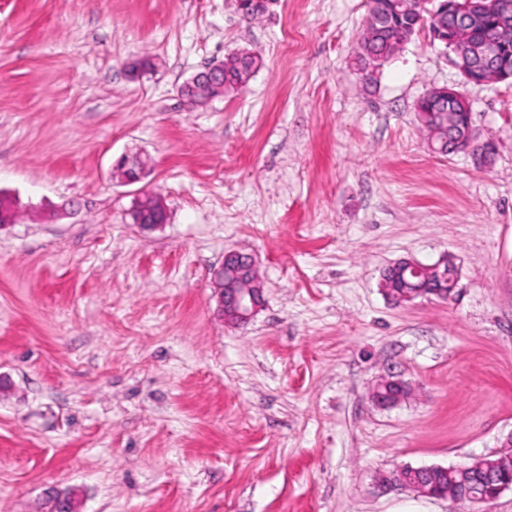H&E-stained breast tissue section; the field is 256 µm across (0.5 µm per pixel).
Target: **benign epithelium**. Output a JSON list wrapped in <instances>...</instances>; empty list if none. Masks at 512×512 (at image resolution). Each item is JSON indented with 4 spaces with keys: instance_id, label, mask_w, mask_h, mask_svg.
Segmentation results:
<instances>
[{
    "instance_id": "obj_1",
    "label": "benign epithelium",
    "mask_w": 512,
    "mask_h": 512,
    "mask_svg": "<svg viewBox=\"0 0 512 512\" xmlns=\"http://www.w3.org/2000/svg\"><path fill=\"white\" fill-rule=\"evenodd\" d=\"M431 2L433 0H396L395 8L408 15L426 11L432 16L434 11L426 8V4ZM448 6L465 18L479 12L498 10L499 0H448ZM428 29L432 40L441 45L443 54L462 73L466 83L481 86L506 81L512 77L508 74L507 60L497 45L487 44L482 47L480 60L483 62L485 78L477 79L470 75L465 64L456 59L459 53L458 36L452 33L442 34L435 24L428 26ZM224 93L222 61L206 66L205 70L193 75L179 88V94L186 103L201 108L208 106ZM145 169L146 161L140 155L123 154L113 164L112 176L122 183L132 184L140 180ZM392 268H399L413 278H419L434 269L437 274L448 279L446 288H403L399 291L390 288L383 279L380 281L381 291L393 304H405L431 295L447 301L454 297L459 286V266L451 255L442 257L430 266L414 259H401ZM212 288L218 299L219 311L230 324L248 323L261 305V286L255 277V264L247 254L228 252L221 267L214 272ZM408 391L410 386L404 381L382 378L372 387L369 397L378 406L392 407L404 400V393ZM445 470L455 473L458 480L448 484V490L442 493L435 491L434 484L418 478L422 473ZM477 470L485 472L491 478L479 496L472 494L468 487V478ZM386 481L401 490L421 496L445 499L455 504L464 502L473 506L474 512H479L477 506L494 500L507 489H512V433L506 438L505 449L492 453L489 461L480 456L464 467L431 465L415 468L407 465L395 470Z\"/></svg>"
}]
</instances>
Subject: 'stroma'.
<instances>
[{
  "label": "stroma",
  "mask_w": 512,
  "mask_h": 512,
  "mask_svg": "<svg viewBox=\"0 0 512 512\" xmlns=\"http://www.w3.org/2000/svg\"><path fill=\"white\" fill-rule=\"evenodd\" d=\"M367 10L0 0V512L72 488L82 512H469L378 482L512 433V81L465 83L423 30L366 86ZM242 48L247 87L190 108L179 86ZM442 86L489 163L429 149L414 107ZM134 152L141 181L113 182ZM231 250L264 284L239 328L211 288ZM447 253L453 300L381 293L393 262ZM384 376L410 397L371 402ZM392 383L395 387L401 391L390 395L389 398L385 399L381 396V389L387 384ZM411 391L410 386L402 380H392L381 378L370 390L369 397L372 402L381 407H392L399 404L407 396H404L405 392Z\"/></svg>",
  "instance_id": "35a3bbf8"
}]
</instances>
